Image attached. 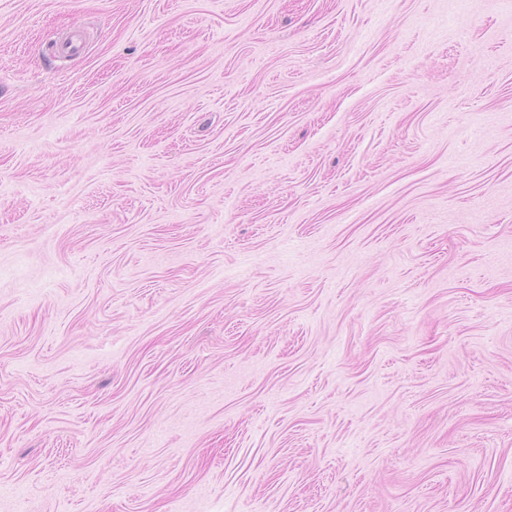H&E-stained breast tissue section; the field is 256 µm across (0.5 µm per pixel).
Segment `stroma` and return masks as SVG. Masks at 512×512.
Listing matches in <instances>:
<instances>
[{
    "label": "stroma",
    "mask_w": 512,
    "mask_h": 512,
    "mask_svg": "<svg viewBox=\"0 0 512 512\" xmlns=\"http://www.w3.org/2000/svg\"><path fill=\"white\" fill-rule=\"evenodd\" d=\"M0 512H512V0H0Z\"/></svg>",
    "instance_id": "35a3bbf8"
}]
</instances>
